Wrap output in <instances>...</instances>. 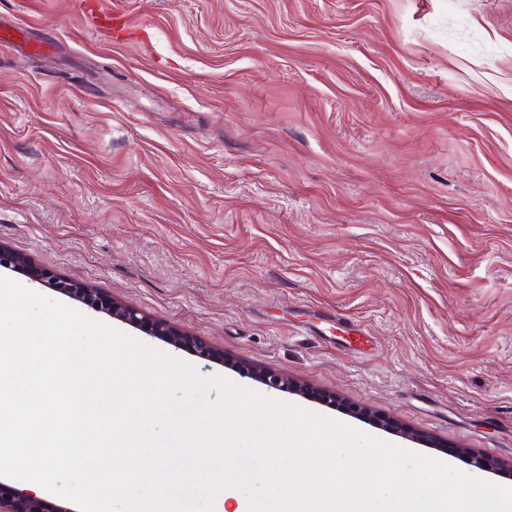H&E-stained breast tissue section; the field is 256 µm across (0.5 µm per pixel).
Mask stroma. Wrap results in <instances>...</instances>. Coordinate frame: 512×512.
Here are the masks:
<instances>
[{"mask_svg": "<svg viewBox=\"0 0 512 512\" xmlns=\"http://www.w3.org/2000/svg\"><path fill=\"white\" fill-rule=\"evenodd\" d=\"M97 2L0 0V246L511 486L512 0Z\"/></svg>", "mask_w": 512, "mask_h": 512, "instance_id": "stroma-1", "label": "stroma"}]
</instances>
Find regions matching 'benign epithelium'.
<instances>
[{
    "label": "benign epithelium",
    "mask_w": 512,
    "mask_h": 512,
    "mask_svg": "<svg viewBox=\"0 0 512 512\" xmlns=\"http://www.w3.org/2000/svg\"><path fill=\"white\" fill-rule=\"evenodd\" d=\"M6 266L22 272L32 281L77 298L91 309L105 312L118 321L143 326L157 335L168 336L175 344L192 348L203 357L220 360L226 365L235 363L234 359L224 356V353L197 342L183 332L169 328L160 322L149 321L137 309L127 304L102 296L81 282L60 278L35 265L25 256L0 246V267ZM262 377L271 388L304 396L313 394V391L304 384L276 371L265 370L262 372ZM0 512H73V510L45 497L29 494L24 489L0 480Z\"/></svg>",
    "instance_id": "benign-epithelium-1"
}]
</instances>
